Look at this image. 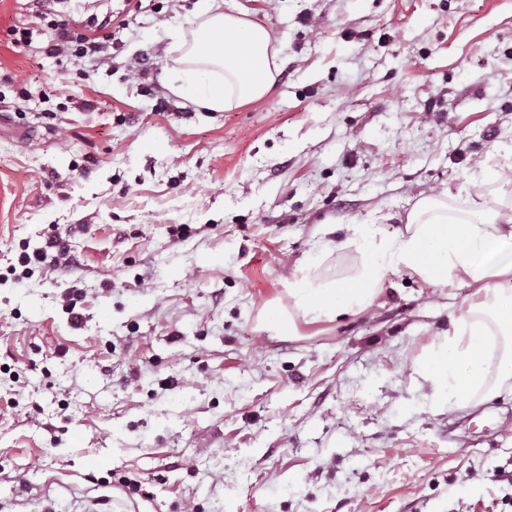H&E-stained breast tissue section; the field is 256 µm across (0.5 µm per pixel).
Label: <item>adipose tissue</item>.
I'll return each instance as SVG.
<instances>
[{
	"label": "adipose tissue",
	"instance_id": "adipose-tissue-1",
	"mask_svg": "<svg viewBox=\"0 0 512 512\" xmlns=\"http://www.w3.org/2000/svg\"><path fill=\"white\" fill-rule=\"evenodd\" d=\"M180 65L168 74L177 96L211 112H224L262 99L276 82L269 31L204 0L199 21L176 45ZM349 242L324 241L323 249L355 243L354 272L315 281L300 270L288 281V305H270V328L291 333L297 322L316 324L366 310L381 292L388 271L410 269L432 287H447L454 273L477 284L481 299L457 317L453 334L420 359L418 371L431 386L434 405L465 404L477 393L497 395L512 383V289L496 278L512 276V215L482 213L479 221L452 219L443 197L421 199L404 232L377 235L373 225L354 224Z\"/></svg>",
	"mask_w": 512,
	"mask_h": 512
}]
</instances>
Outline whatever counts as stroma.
I'll use <instances>...</instances> for the list:
<instances>
[{
    "label": "stroma",
    "mask_w": 512,
    "mask_h": 512,
    "mask_svg": "<svg viewBox=\"0 0 512 512\" xmlns=\"http://www.w3.org/2000/svg\"><path fill=\"white\" fill-rule=\"evenodd\" d=\"M198 2L55 0L110 39L93 62L0 0V512H512V395L439 408L416 371L465 274L262 328L301 267L358 263L323 237L443 190L512 211V0H222L279 66L227 112L165 82Z\"/></svg>",
    "instance_id": "1"
}]
</instances>
